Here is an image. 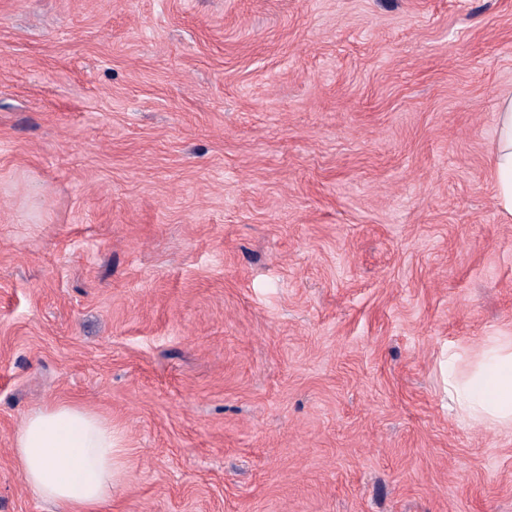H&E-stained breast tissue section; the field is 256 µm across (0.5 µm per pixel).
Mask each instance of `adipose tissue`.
Masks as SVG:
<instances>
[{
  "mask_svg": "<svg viewBox=\"0 0 512 512\" xmlns=\"http://www.w3.org/2000/svg\"><path fill=\"white\" fill-rule=\"evenodd\" d=\"M496 131L492 172L499 205L512 216V96L499 105ZM441 375L456 418L490 431L512 429V336L492 337L466 363L449 353ZM13 448L26 484L61 512H103L125 473L127 450L111 424L78 405L29 413Z\"/></svg>",
  "mask_w": 512,
  "mask_h": 512,
  "instance_id": "adipose-tissue-1",
  "label": "adipose tissue"
}]
</instances>
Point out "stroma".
I'll return each instance as SVG.
<instances>
[{
  "instance_id": "1",
  "label": "stroma",
  "mask_w": 512,
  "mask_h": 512,
  "mask_svg": "<svg viewBox=\"0 0 512 512\" xmlns=\"http://www.w3.org/2000/svg\"><path fill=\"white\" fill-rule=\"evenodd\" d=\"M512 0H0V512L84 405L108 512H512L438 365L512 334ZM497 139L492 156V172L502 212L512 216V96L505 97L497 112Z\"/></svg>"
}]
</instances>
